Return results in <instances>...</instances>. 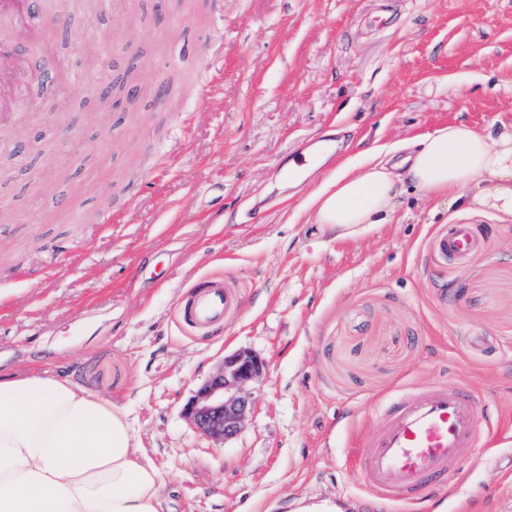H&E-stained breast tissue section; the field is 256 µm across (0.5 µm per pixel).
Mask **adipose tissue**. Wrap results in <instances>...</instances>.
<instances>
[{
	"label": "adipose tissue",
	"mask_w": 512,
	"mask_h": 512,
	"mask_svg": "<svg viewBox=\"0 0 512 512\" xmlns=\"http://www.w3.org/2000/svg\"><path fill=\"white\" fill-rule=\"evenodd\" d=\"M402 163L346 159L309 197L337 237L390 223L406 185L512 215V125L451 123ZM162 482L121 408L48 370L0 374V512H163Z\"/></svg>",
	"instance_id": "1"
}]
</instances>
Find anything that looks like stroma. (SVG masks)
I'll return each mask as SVG.
<instances>
[{
	"label": "stroma",
	"mask_w": 512,
	"mask_h": 512,
	"mask_svg": "<svg viewBox=\"0 0 512 512\" xmlns=\"http://www.w3.org/2000/svg\"><path fill=\"white\" fill-rule=\"evenodd\" d=\"M156 8L125 21L41 0L47 49L16 46L42 78L0 153V372L56 371L125 410L165 512L359 493L381 401L469 388L484 427L448 493L457 512H512V216L411 188L392 223L340 239L307 206L344 158L387 147L395 163L450 123L512 124V0H200L188 26L186 0ZM108 82L149 94L121 112ZM323 136L335 154L284 181ZM447 224L474 225L484 252L437 266L427 243ZM203 273L241 298L213 336L173 312ZM239 350L267 368L222 444L184 407Z\"/></svg>",
	"instance_id": "obj_1"
}]
</instances>
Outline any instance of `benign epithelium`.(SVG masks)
Instances as JSON below:
<instances>
[{
    "instance_id": "benign-epithelium-1",
    "label": "benign epithelium",
    "mask_w": 512,
    "mask_h": 512,
    "mask_svg": "<svg viewBox=\"0 0 512 512\" xmlns=\"http://www.w3.org/2000/svg\"><path fill=\"white\" fill-rule=\"evenodd\" d=\"M266 367V361L250 351L224 357L187 404L186 416L200 433L215 441L236 437L254 404L248 386Z\"/></svg>"
}]
</instances>
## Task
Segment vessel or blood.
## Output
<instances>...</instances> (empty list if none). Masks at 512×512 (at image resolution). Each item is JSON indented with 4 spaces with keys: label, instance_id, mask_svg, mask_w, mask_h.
Masks as SVG:
<instances>
[{
    "label": "vessel or blood",
    "instance_id": "vessel-or-blood-1",
    "mask_svg": "<svg viewBox=\"0 0 512 512\" xmlns=\"http://www.w3.org/2000/svg\"><path fill=\"white\" fill-rule=\"evenodd\" d=\"M30 0H0V16L14 18L19 33L34 43L43 35L27 23ZM484 241L467 224H451L429 241L432 258L440 264L463 265L482 253ZM239 308L237 286L217 273L197 277L179 294L178 324L188 333H210L223 327ZM381 425L360 458L365 492L347 499L319 498L312 512H390L416 506L435 496L447 507L445 490L454 467L474 448L481 435L480 400L475 392L434 388L397 395L379 404Z\"/></svg>",
    "mask_w": 512,
    "mask_h": 512
}]
</instances>
